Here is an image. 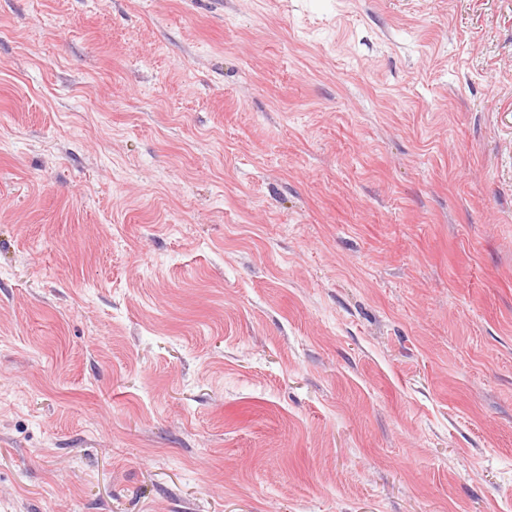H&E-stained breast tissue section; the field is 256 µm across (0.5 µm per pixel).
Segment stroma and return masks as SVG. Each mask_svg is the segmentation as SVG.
<instances>
[{
	"mask_svg": "<svg viewBox=\"0 0 512 512\" xmlns=\"http://www.w3.org/2000/svg\"><path fill=\"white\" fill-rule=\"evenodd\" d=\"M0 512H512V0H0Z\"/></svg>",
	"mask_w": 512,
	"mask_h": 512,
	"instance_id": "stroma-1",
	"label": "stroma"
}]
</instances>
